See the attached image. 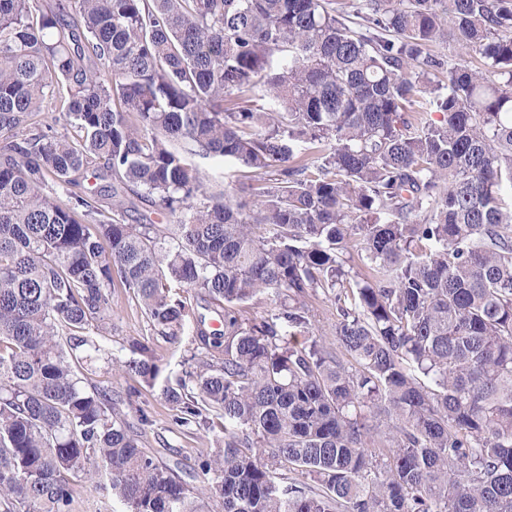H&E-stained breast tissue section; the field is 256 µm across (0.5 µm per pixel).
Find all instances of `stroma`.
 Masks as SVG:
<instances>
[{
  "instance_id": "obj_1",
  "label": "stroma",
  "mask_w": 512,
  "mask_h": 512,
  "mask_svg": "<svg viewBox=\"0 0 512 512\" xmlns=\"http://www.w3.org/2000/svg\"><path fill=\"white\" fill-rule=\"evenodd\" d=\"M188 163L197 166L209 179L223 182L227 192L236 199L251 197L254 176L232 161L203 158L191 155ZM145 342L151 348L161 367L162 379L176 382L189 367L192 355L197 354V344L191 331H183L177 339L169 340L159 335L146 317L140 302L122 288L112 290V330L99 337L103 353L93 361L83 378L86 386L109 389L120 394H131L132 402L123 406L128 419L138 413L148 418L141 433L143 447L172 468L180 477L189 478L191 486H198L200 478L191 472L198 458L214 449L223 447L224 434L220 427L184 428L174 422V412L161 395L160 386H150L142 381L118 375L112 367L113 359L129 358L132 341Z\"/></svg>"
}]
</instances>
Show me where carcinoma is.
I'll return each instance as SVG.
<instances>
[{
	"label": "carcinoma",
	"instance_id": "cac0c4a2",
	"mask_svg": "<svg viewBox=\"0 0 512 512\" xmlns=\"http://www.w3.org/2000/svg\"><path fill=\"white\" fill-rule=\"evenodd\" d=\"M185 151L250 170L260 200ZM130 193L175 223H125ZM506 195L512 0H359L353 21L333 0H0V512H69L103 473L124 512H512ZM115 287L204 351L162 387L178 425L224 429L196 494L80 385ZM317 289L347 361L314 335ZM131 353L117 370L155 384ZM306 305L312 323L319 328L320 332L334 341L337 317L336 293L323 292L320 289L310 292V297L306 299ZM190 302L192 306L195 308L196 312L200 315H203L206 319V328L211 330H220L224 331V321L220 318L216 312L217 307L214 305H210L203 300H201L197 295L192 291L189 292Z\"/></svg>",
	"mask_w": 512,
	"mask_h": 512
}]
</instances>
